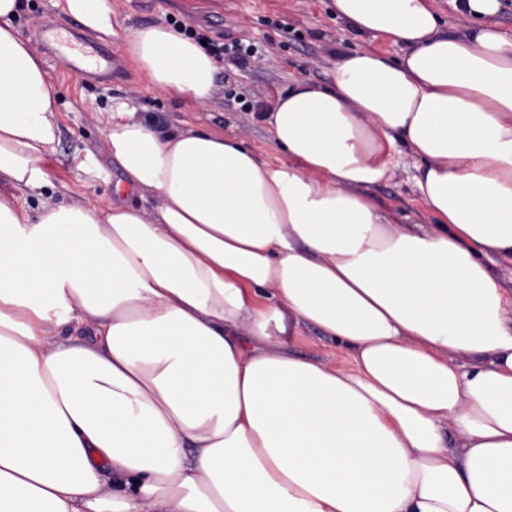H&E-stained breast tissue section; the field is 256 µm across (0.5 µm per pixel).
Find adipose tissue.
I'll return each mask as SVG.
<instances>
[{"instance_id":"adipose-tissue-1","label":"adipose tissue","mask_w":512,"mask_h":512,"mask_svg":"<svg viewBox=\"0 0 512 512\" xmlns=\"http://www.w3.org/2000/svg\"><path fill=\"white\" fill-rule=\"evenodd\" d=\"M332 0L340 53L262 113L279 155L113 104L106 206L47 187L55 86L0 0V512H512V34L499 0ZM112 34V0H55ZM148 87L223 62L157 23ZM410 156L430 224L371 190ZM315 329L336 361L299 356ZM441 21L444 22V31H448V35L461 33L470 25V19L463 17L459 12L454 10L450 0L435 1Z\"/></svg>"}]
</instances>
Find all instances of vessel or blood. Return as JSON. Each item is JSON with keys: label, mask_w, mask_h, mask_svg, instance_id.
<instances>
[{"label": "vessel or blood", "mask_w": 512, "mask_h": 512, "mask_svg": "<svg viewBox=\"0 0 512 512\" xmlns=\"http://www.w3.org/2000/svg\"><path fill=\"white\" fill-rule=\"evenodd\" d=\"M36 40L51 55L65 61L68 71L76 76L95 75L108 79L121 71L119 59L111 49L78 38L69 29L43 25L36 32Z\"/></svg>", "instance_id": "b4317fda"}]
</instances>
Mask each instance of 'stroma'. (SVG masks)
<instances>
[{
    "label": "stroma",
    "mask_w": 512,
    "mask_h": 512,
    "mask_svg": "<svg viewBox=\"0 0 512 512\" xmlns=\"http://www.w3.org/2000/svg\"><path fill=\"white\" fill-rule=\"evenodd\" d=\"M118 24L112 35L94 34V41L121 51L131 29L169 19L205 31L224 42H253L263 50L260 59L242 67L225 58L219 91L209 111L197 109L187 98L146 89L134 66L102 81L68 74L63 61H50L44 49H37L44 69L51 76L58 96L57 121L60 143L54 155L41 163L51 183L47 192L22 194L20 202L36 209L41 200L71 204L89 199L107 204L119 171L108 153L104 125L98 113L108 111L112 102L126 101L144 117L172 123L184 119L205 122L207 114L217 117L216 128L246 139L264 157L275 151L259 119L278 94L297 79L330 82L336 53L370 46V38L352 33L336 20L332 0H112ZM55 23L82 32L83 27L57 9L53 0H26L17 26L26 41L35 30ZM416 173L413 160L401 158L391 179L373 188L379 207L394 218L410 215L424 224L432 223L413 189Z\"/></svg>",
    "instance_id": "1"
}]
</instances>
